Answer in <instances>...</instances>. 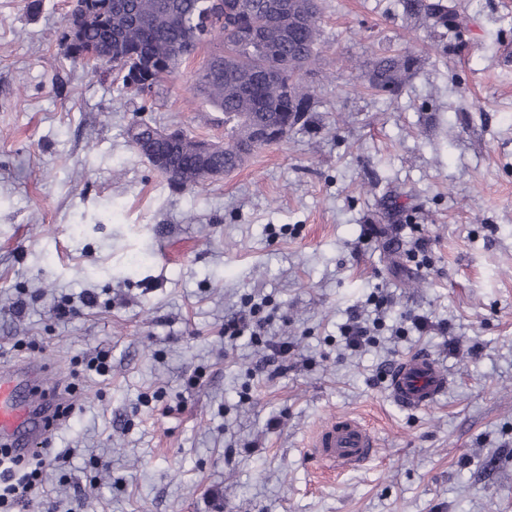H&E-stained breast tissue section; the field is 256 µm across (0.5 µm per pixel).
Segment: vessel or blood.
Instances as JSON below:
<instances>
[{"label": "vessel or blood", "instance_id": "vessel-or-blood-1", "mask_svg": "<svg viewBox=\"0 0 512 512\" xmlns=\"http://www.w3.org/2000/svg\"><path fill=\"white\" fill-rule=\"evenodd\" d=\"M42 366L19 365L0 375V437L12 440L16 454L27 456L42 445L64 420V407L56 403L21 405L20 394L27 379L41 375ZM448 377L437 361L425 353L400 359L390 369L387 389L390 398L408 410L434 405L446 392ZM312 457L333 470L354 468L375 453V439L361 421L339 417L314 435Z\"/></svg>", "mask_w": 512, "mask_h": 512}]
</instances>
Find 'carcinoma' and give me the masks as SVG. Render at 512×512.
Wrapping results in <instances>:
<instances>
[{
    "label": "carcinoma",
    "instance_id": "obj_1",
    "mask_svg": "<svg viewBox=\"0 0 512 512\" xmlns=\"http://www.w3.org/2000/svg\"><path fill=\"white\" fill-rule=\"evenodd\" d=\"M99 4L95 21L82 35L72 39L62 31L61 42L69 43L64 59L84 63L87 47L108 37L112 45L113 80L130 97H144L174 76L186 48L207 43L211 56L224 55V69L212 72L205 63L197 84L206 101L217 111L234 118L231 132L224 137V154L216 163L229 173L242 167L265 147L252 141L259 123L272 126L288 121V113L310 110L315 87L300 78L320 61L321 32L318 0H224V14L214 17L208 29L198 34L196 19L207 10V0H166L168 9L142 25L141 17L152 11L154 0H118L110 8ZM425 19L447 29L459 24L454 0H418ZM408 53L384 56L368 70V87L390 98L398 95L415 70ZM150 69L147 88L128 83L129 73L139 66ZM294 83L293 95L281 93L287 82ZM168 166L162 174L181 189L192 190L205 182L194 178L198 159L190 149L167 148Z\"/></svg>",
    "mask_w": 512,
    "mask_h": 512
}]
</instances>
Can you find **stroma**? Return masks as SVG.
<instances>
[{
  "mask_svg": "<svg viewBox=\"0 0 512 512\" xmlns=\"http://www.w3.org/2000/svg\"><path fill=\"white\" fill-rule=\"evenodd\" d=\"M455 2L450 32L413 0H319L312 112L180 190L127 131L223 142L195 89L210 46L125 97L64 60V0H0V372L42 361L78 396L26 512H512V0ZM403 48L399 94L364 92L348 60ZM85 290L93 306L56 315ZM252 300L288 343L272 378L264 344L224 342ZM413 353L450 383L408 413L381 370ZM334 416L366 423L375 456L315 462ZM368 333V330L360 325L358 314L353 312L350 317V322L346 325L344 331L347 346L358 349L366 343H370L372 339L368 336Z\"/></svg>",
  "mask_w": 512,
  "mask_h": 512,
  "instance_id": "1",
  "label": "stroma"
}]
</instances>
